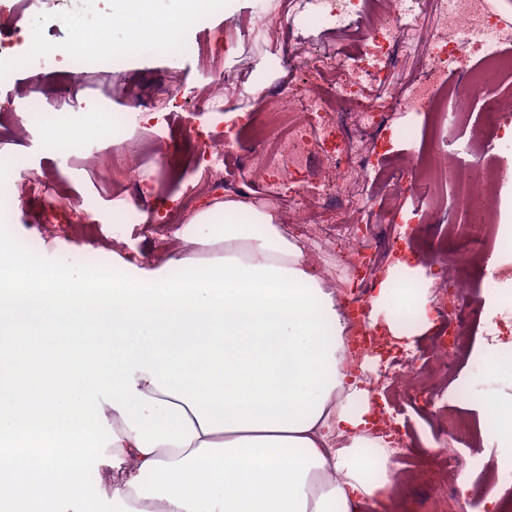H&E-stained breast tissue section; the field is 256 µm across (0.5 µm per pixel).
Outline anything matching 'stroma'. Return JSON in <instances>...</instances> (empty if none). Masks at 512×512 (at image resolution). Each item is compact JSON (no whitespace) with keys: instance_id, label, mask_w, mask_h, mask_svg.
<instances>
[{"instance_id":"35a3bbf8","label":"stroma","mask_w":512,"mask_h":512,"mask_svg":"<svg viewBox=\"0 0 512 512\" xmlns=\"http://www.w3.org/2000/svg\"><path fill=\"white\" fill-rule=\"evenodd\" d=\"M267 16L263 39L247 36V26L256 8ZM129 0H36L25 8L21 0H0V38L37 32L42 54L17 63L15 55L0 57V158L10 160V185L18 187L28 176L40 179L37 191L19 194V205L6 235L18 241L34 267L23 277L38 287L45 268L69 270L74 258L105 269L126 262L136 273L156 271L171 255L172 233L184 218L201 208L210 194L200 167L185 164L177 180L160 178L165 169L164 149L154 138V125L169 121L173 141L185 144L192 133H218L224 129L225 112L258 108L264 93L287 85L292 71L289 61H298L323 50L342 47L348 55L360 53L358 35L364 18L354 17L349 29L314 18L306 26L290 28L283 0H231L228 11L205 13L183 32L186 52L134 56L111 69L99 67L83 76L77 101L66 99L69 74L62 46L71 43L75 26L98 30L109 22L114 42L125 36L124 16ZM207 43L220 52L219 65L203 67L197 48ZM512 89V82L499 81L477 96L470 122L445 124L449 147H465L475 127L487 122V99ZM56 102L52 117L67 122L77 115L136 113L137 119L120 132L105 138L77 139L69 152H57L44 122L26 105L31 91ZM220 92L224 112L203 109V94ZM427 116H390L380 134L361 132L357 138L371 148L384 138L388 151L382 163L401 166L418 159L427 148ZM137 180H130V172ZM142 202L136 224H113L106 217L114 207ZM341 203L352 219L378 218L391 205L392 197L383 176L372 174L349 185ZM430 220L409 225L417 244L439 241L448 222L465 223L466 215L454 205L452 187L441 185L434 195ZM486 342L484 332L473 334L468 356L455 368L458 378L468 380L476 400L512 396V381L498 377L484 363L478 350ZM381 403L394 415L412 441V451L422 454L427 442L441 431L440 415L448 406L439 396L434 406L414 410L399 386L381 389Z\"/></svg>"}]
</instances>
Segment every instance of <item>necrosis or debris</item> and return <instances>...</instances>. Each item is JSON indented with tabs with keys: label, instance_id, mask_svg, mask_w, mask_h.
<instances>
[{
	"label": "necrosis or debris",
	"instance_id": "4bbe7bcc",
	"mask_svg": "<svg viewBox=\"0 0 512 512\" xmlns=\"http://www.w3.org/2000/svg\"><path fill=\"white\" fill-rule=\"evenodd\" d=\"M416 0H387V17L371 26L359 59L342 67L335 58L321 59L313 66L316 88L297 93L291 89L264 95L261 107L236 115L223 135L203 140L199 154L213 191L224 188L223 167L236 159L242 168L240 191L253 186L254 177H266L267 187L287 201L297 216L319 208L324 224L307 225L309 234L322 236L325 224H341L345 232L337 245L336 256L342 273L336 278V297L347 322V367H358L364 357L381 356L377 372H362L366 387L385 383L405 385L409 397L419 388H431L437 377L452 376L461 352L473 331L488 327L494 336L512 335V311L491 315L485 312L483 292H495L512 279V263L498 238L493 213L498 207L494 186L512 181V164L496 154V142L512 133V96L502 95L488 102L490 123L480 127L469 146L468 158L441 150L439 125L446 117L466 121L471 99L480 93L487 78L512 77V56L504 54L502 44L512 41V18L504 15L498 0H439L441 17L432 28L426 51L430 77L413 86L407 95H398L388 59L404 48L403 18L412 13ZM477 60L479 69L470 71L464 84L450 82L452 66L461 58ZM373 81L383 92L380 102L366 99L362 91ZM425 113L431 123L426 167L410 163L390 175L393 195L402 199L434 188L437 179L451 181L456 204L472 213L468 224H452L442 246L432 255L444 278L433 310L445 315L441 336L429 352L399 350L387 354L389 341L368 324L370 298L377 286L368 273L374 256L369 248L377 227L350 220L336 201V186L366 177L372 161L364 155L349 134V125L378 129L385 122L386 110ZM246 135L253 145L249 154H238L237 138ZM320 150L324 168L318 182L305 178L307 161L313 150ZM447 433L451 447L443 448L449 482L468 474L471 489L467 494L429 499L423 512H484L488 491L512 480V467L498 470L469 462L459 451L481 436L478 421L469 415L449 411ZM374 434L387 441L389 455L400 458L417 471L420 484L431 487L435 474L432 461L408 450L405 434L392 414L379 410L372 425Z\"/></svg>",
	"mask_w": 512,
	"mask_h": 512
}]
</instances>
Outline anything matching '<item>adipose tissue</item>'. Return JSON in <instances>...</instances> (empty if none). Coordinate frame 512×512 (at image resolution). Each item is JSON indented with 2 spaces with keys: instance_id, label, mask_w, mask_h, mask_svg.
<instances>
[{
  "instance_id": "obj_1",
  "label": "adipose tissue",
  "mask_w": 512,
  "mask_h": 512,
  "mask_svg": "<svg viewBox=\"0 0 512 512\" xmlns=\"http://www.w3.org/2000/svg\"><path fill=\"white\" fill-rule=\"evenodd\" d=\"M156 16L132 7L113 57L184 50L182 29L198 10ZM48 122L55 147L102 137L89 115ZM172 256L146 277L121 265L111 276L85 262L61 291L59 271L40 289L15 278L0 296V320L67 313L102 339L80 367L11 405L8 434L29 437L0 497H24L51 512H81L94 477L112 512H376L392 497L401 461L368 433L373 394L343 367L347 324L327 275L315 271L276 209L228 196L187 217ZM425 266H401L381 283L393 338L415 343L432 325ZM111 336H104V329ZM102 399L88 404L86 382ZM485 432L512 446V398L472 401ZM105 429L66 462L61 443Z\"/></svg>"
}]
</instances>
